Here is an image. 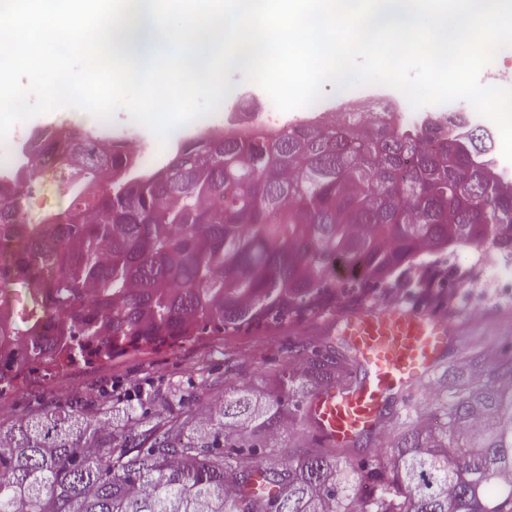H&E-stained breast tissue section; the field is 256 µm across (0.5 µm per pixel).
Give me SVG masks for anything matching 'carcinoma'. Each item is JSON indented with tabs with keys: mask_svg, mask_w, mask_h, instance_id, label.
I'll use <instances>...</instances> for the list:
<instances>
[{
	"mask_svg": "<svg viewBox=\"0 0 512 512\" xmlns=\"http://www.w3.org/2000/svg\"><path fill=\"white\" fill-rule=\"evenodd\" d=\"M342 128L276 139L200 140L159 174L105 188L126 164L96 137L68 210L24 222L18 194L0 204V394L31 377L197 336H234L352 305L425 252L489 241L512 247V192L490 183L460 145L426 129ZM351 274L328 277L337 265ZM279 394L259 405L241 387L199 414L135 412L98 424L109 403L73 398L0 425V512H512V356L472 350L429 384L447 399L391 416L392 445L349 479L336 452L275 446L285 406L340 387L347 355L311 341Z\"/></svg>",
	"mask_w": 512,
	"mask_h": 512,
	"instance_id": "obj_1",
	"label": "carcinoma"
}]
</instances>
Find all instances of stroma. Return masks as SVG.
I'll list each match as a JSON object with an SVG mask.
<instances>
[{"mask_svg": "<svg viewBox=\"0 0 512 512\" xmlns=\"http://www.w3.org/2000/svg\"><path fill=\"white\" fill-rule=\"evenodd\" d=\"M25 126H59L75 134L93 132L109 138L132 128L133 123L123 109L111 122L62 109L37 115L27 120ZM69 194V187L56 174L44 172L25 199L27 223L40 224L47 216L63 213L69 204ZM423 261L453 263L468 272L453 302L429 306L430 311L446 317L449 325L460 331L443 354L442 365L455 363L460 350L471 344L479 345L491 358L499 349L512 347V300L502 299L497 292L496 276L501 261L496 247L462 246L452 252L426 255ZM476 292L484 297L478 305L469 301ZM302 340L330 345L347 354L352 351L332 311L285 327H263L230 337L207 336L105 364L72 367L44 380L20 384L17 389L0 394V422L8 424L26 416L39 402L64 401L77 394L95 397L104 387L112 392L111 416L117 427L125 423L138 392L151 396L148 413L152 416L167 412L165 398L172 391L180 396L186 410L223 400L226 388L242 384L264 401L277 394L281 373L293 367L289 344Z\"/></svg>", "mask_w": 512, "mask_h": 512, "instance_id": "obj_1", "label": "stroma"}]
</instances>
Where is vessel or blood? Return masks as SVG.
Masks as SVG:
<instances>
[{
    "label": "vessel or blood",
    "mask_w": 512,
    "mask_h": 512,
    "mask_svg": "<svg viewBox=\"0 0 512 512\" xmlns=\"http://www.w3.org/2000/svg\"><path fill=\"white\" fill-rule=\"evenodd\" d=\"M366 378L355 388L318 393L313 409L322 434L339 441L374 430L390 396L432 374L454 334L446 318L402 303L340 313Z\"/></svg>",
    "instance_id": "b4317fda"
}]
</instances>
